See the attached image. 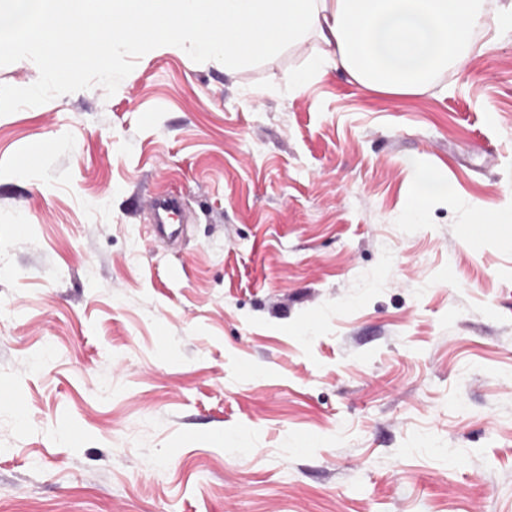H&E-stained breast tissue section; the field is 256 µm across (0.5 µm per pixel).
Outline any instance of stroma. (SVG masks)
<instances>
[{"label":"stroma","mask_w":512,"mask_h":512,"mask_svg":"<svg viewBox=\"0 0 512 512\" xmlns=\"http://www.w3.org/2000/svg\"><path fill=\"white\" fill-rule=\"evenodd\" d=\"M476 38L408 97L289 93L313 38L79 54L63 90L0 51V512H512V223L478 229L512 31ZM417 165L448 191L411 224ZM179 210V200L177 197L170 194L158 195L152 203L151 211L153 212V223L145 224L146 228H149L152 232H163L167 227L172 225L167 224L163 215L175 214Z\"/></svg>","instance_id":"35a3bbf8"}]
</instances>
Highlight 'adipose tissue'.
Returning <instances> with one entry per match:
<instances>
[{
	"label": "adipose tissue",
	"instance_id": "ef3b65f1",
	"mask_svg": "<svg viewBox=\"0 0 512 512\" xmlns=\"http://www.w3.org/2000/svg\"><path fill=\"white\" fill-rule=\"evenodd\" d=\"M79 0H6L0 30L6 47L42 57L49 81L56 60L70 52L54 26ZM118 26L111 48L141 40L169 50L194 44L199 55L219 57L236 69L299 45L307 36L320 53L288 77V89L303 92L311 76L341 67L367 90L413 95L471 54L485 25L488 0H107Z\"/></svg>",
	"mask_w": 512,
	"mask_h": 512
}]
</instances>
